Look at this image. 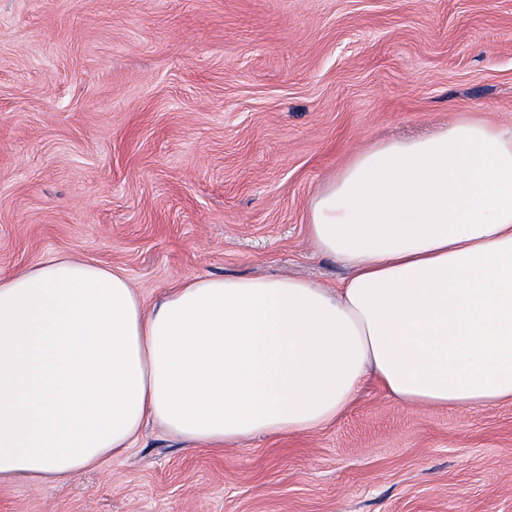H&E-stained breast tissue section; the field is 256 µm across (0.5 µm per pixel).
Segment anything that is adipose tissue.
<instances>
[{"mask_svg":"<svg viewBox=\"0 0 512 512\" xmlns=\"http://www.w3.org/2000/svg\"><path fill=\"white\" fill-rule=\"evenodd\" d=\"M307 228L339 288L194 276L147 306L66 255L1 279L0 481L66 480L148 422L215 446L317 429L371 380L405 406L512 401V128L376 142Z\"/></svg>","mask_w":512,"mask_h":512,"instance_id":"1","label":"adipose tissue"}]
</instances>
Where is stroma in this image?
I'll return each instance as SVG.
<instances>
[{
    "label": "stroma",
    "mask_w": 512,
    "mask_h": 512,
    "mask_svg": "<svg viewBox=\"0 0 512 512\" xmlns=\"http://www.w3.org/2000/svg\"><path fill=\"white\" fill-rule=\"evenodd\" d=\"M512 125V0H0V278L58 254L153 303L193 275L347 276L307 207L375 141ZM0 512H512V401L213 447L146 425Z\"/></svg>",
    "instance_id": "obj_1"
}]
</instances>
